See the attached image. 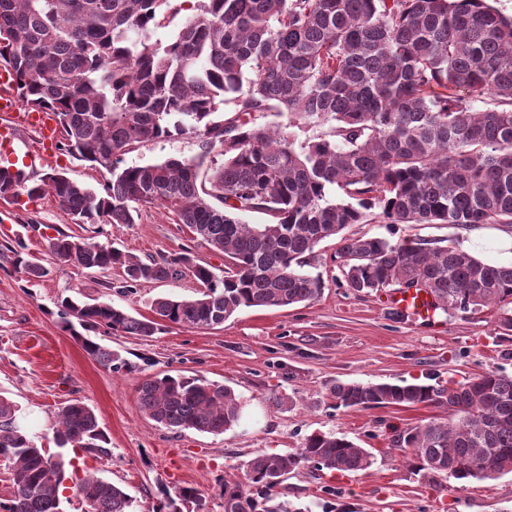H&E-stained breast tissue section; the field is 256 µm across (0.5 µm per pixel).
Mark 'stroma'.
<instances>
[{"label":"stroma","instance_id":"1","mask_svg":"<svg viewBox=\"0 0 512 512\" xmlns=\"http://www.w3.org/2000/svg\"><path fill=\"white\" fill-rule=\"evenodd\" d=\"M186 134L145 143L127 155L147 164L198 154ZM100 188L108 174L58 152L35 169ZM110 243L140 257L190 249L196 259L224 271L223 255L175 223L168 209L142 206L132 224H76L52 197L0 203V244L22 239L27 253L48 267L46 277L28 280L0 259V395L11 399L20 424L49 453L71 458L64 512H85L75 485L86 473L121 486L134 512H153L161 489L192 486L206 497L209 512H224L219 482L243 475L255 455L285 454L315 432L333 434L368 449L365 471L334 472L306 465L289 473L279 500L303 512H512V474L467 485L448 476L428 480L391 442L394 430L442 416L432 406H388L371 410L334 408L330 390L339 383H425L446 387L488 371L512 373V331L496 308L471 313L437 312L434 322L395 318L384 306L385 291L359 294L341 283L338 242L317 248L316 273L325 288L315 300L288 308L246 309L212 329L169 326L151 337L97 333L100 344L129 362L110 370L92 360L65 330L61 301L96 299L131 314L149 315L159 295L195 296L190 275L127 290L119 270L91 272L56 260L48 244L58 233ZM347 234L454 243L489 263L512 262V227L481 224H386L368 218ZM184 374L231 388L242 404L239 422L219 434L167 429L145 415L137 386L148 376ZM93 408L109 439L111 454L84 462L58 449L54 427L59 408L72 400Z\"/></svg>","mask_w":512,"mask_h":512}]
</instances>
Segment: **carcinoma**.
Returning <instances> with one entry per match:
<instances>
[{
    "mask_svg": "<svg viewBox=\"0 0 512 512\" xmlns=\"http://www.w3.org/2000/svg\"><path fill=\"white\" fill-rule=\"evenodd\" d=\"M182 12L171 39H152ZM0 63L12 68L24 104L56 114L62 150L111 175L93 189L63 172L32 181L0 168L1 198L50 194L76 224H133L140 207L161 205L224 255L220 277L188 249L142 260L63 232L52 238L56 258L117 268L128 288L185 270L201 287L191 298L152 299L150 318L63 300L67 329L100 365L131 368L84 330L150 337L169 325L221 326L244 308L316 300L325 283L308 268L328 238L338 240L351 290L422 289L443 311L495 306L512 330V262L344 234L370 211L387 224H512V17L488 0H0ZM474 98L491 104L477 110ZM269 115L287 122H259ZM326 124L301 143L293 131ZM174 134L195 135L198 155L127 163L143 144ZM247 212L271 220L248 224ZM6 250L17 273L49 274L21 241ZM137 393L148 418L171 429L221 434L241 416L231 389L194 376H148ZM331 396L338 409L447 410L392 439L430 478L512 473V375L485 372L448 388L338 383ZM55 442L110 455L97 414L77 400L58 412ZM2 460L12 492L0 512H63L68 462L37 446L0 396ZM305 464L360 471L373 456L313 433L295 452L256 455L245 481L224 480V512H302L276 501V488ZM78 492L88 512H132L130 496L108 480L89 475ZM184 506L208 512L191 486L165 494L156 512Z\"/></svg>",
    "mask_w": 512,
    "mask_h": 512,
    "instance_id": "cac0c4a2",
    "label": "carcinoma"
}]
</instances>
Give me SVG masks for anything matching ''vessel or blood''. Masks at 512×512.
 <instances>
[{
	"mask_svg": "<svg viewBox=\"0 0 512 512\" xmlns=\"http://www.w3.org/2000/svg\"><path fill=\"white\" fill-rule=\"evenodd\" d=\"M37 130L41 136L39 149L24 148L20 134L23 129ZM58 123L53 113L23 106L14 87L13 71L0 65V162L11 172L23 173L47 157L49 148L58 141ZM385 304L391 312L416 321L428 322L436 314L433 298L413 289H393Z\"/></svg>",
	"mask_w": 512,
	"mask_h": 512,
	"instance_id": "b4317fda",
	"label": "vessel or blood"
}]
</instances>
